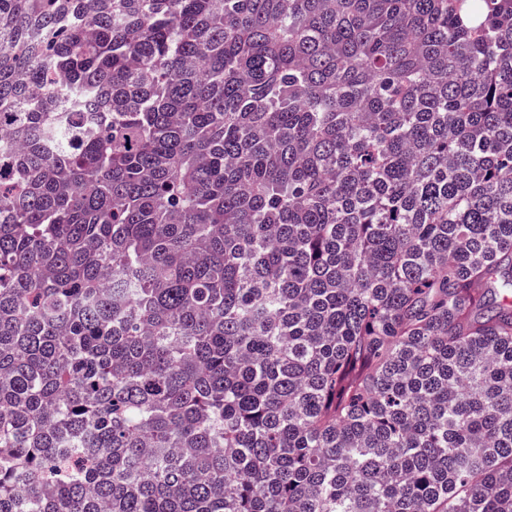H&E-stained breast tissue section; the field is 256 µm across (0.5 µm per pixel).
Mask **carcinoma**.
<instances>
[{
	"instance_id": "carcinoma-1",
	"label": "carcinoma",
	"mask_w": 512,
	"mask_h": 512,
	"mask_svg": "<svg viewBox=\"0 0 512 512\" xmlns=\"http://www.w3.org/2000/svg\"><path fill=\"white\" fill-rule=\"evenodd\" d=\"M0 512H512V0H0Z\"/></svg>"
}]
</instances>
